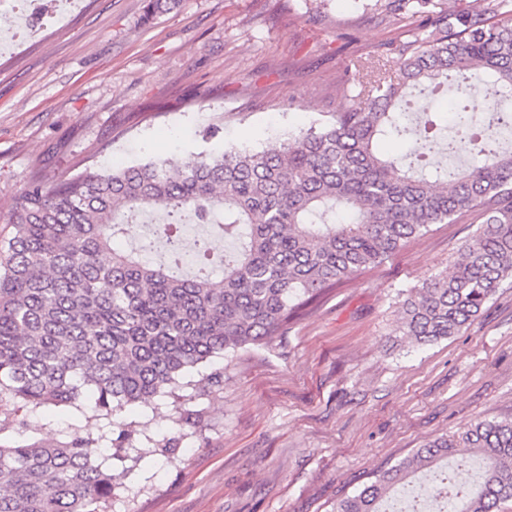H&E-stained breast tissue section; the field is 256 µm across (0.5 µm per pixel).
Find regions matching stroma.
I'll return each instance as SVG.
<instances>
[{
  "mask_svg": "<svg viewBox=\"0 0 512 512\" xmlns=\"http://www.w3.org/2000/svg\"><path fill=\"white\" fill-rule=\"evenodd\" d=\"M386 2L180 0L148 20L145 0H79L0 54V235L32 175L185 163L214 123L225 146L264 151L327 122L366 82L365 63L395 66L388 44L406 35ZM481 223L465 211L432 225L269 346L198 364L180 402L161 394L110 421L51 406L26 414L21 440L130 430L111 512H335L428 441L512 420L511 282L455 336L414 345L398 331L410 290L451 273ZM215 372L220 383L198 390ZM163 437L179 441L171 454L152 447Z\"/></svg>",
  "mask_w": 512,
  "mask_h": 512,
  "instance_id": "1",
  "label": "stroma"
}]
</instances>
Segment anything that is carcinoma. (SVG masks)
Here are the masks:
<instances>
[{
  "instance_id": "1",
  "label": "carcinoma",
  "mask_w": 512,
  "mask_h": 512,
  "mask_svg": "<svg viewBox=\"0 0 512 512\" xmlns=\"http://www.w3.org/2000/svg\"><path fill=\"white\" fill-rule=\"evenodd\" d=\"M180 0H148L146 16ZM422 17L427 36L397 46V69L372 75L331 121L252 152L216 144L177 165L151 157L89 168L62 180L35 175L14 200L0 239V414L46 405L109 419L159 393L176 395L198 364L263 346L322 295L378 266L402 244L463 210L483 219L451 274L424 281L403 304L399 332L422 345L460 333L512 279V0L466 9L440 0H389ZM487 85L471 111L473 79ZM457 103L450 134L434 121L408 125L410 98L441 90ZM387 139L406 144L398 157ZM168 216L160 240L112 248L143 212ZM186 224H214L236 252L214 259L196 240V271H181ZM130 433H77L53 445L0 440V512H108L106 464ZM464 448L485 470L466 494L455 477L453 512H498L512 501V421L479 422L428 442L342 499L336 512H382L384 502Z\"/></svg>"
}]
</instances>
